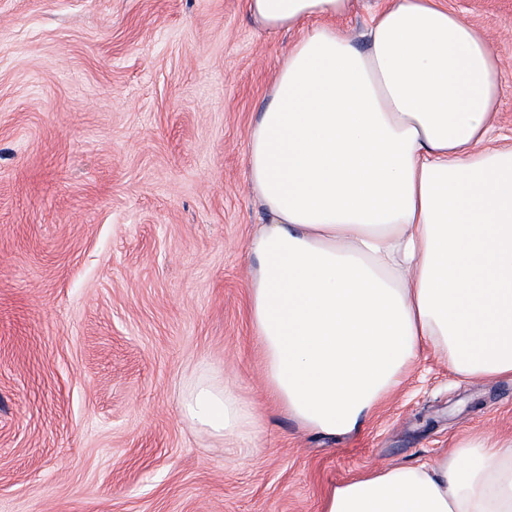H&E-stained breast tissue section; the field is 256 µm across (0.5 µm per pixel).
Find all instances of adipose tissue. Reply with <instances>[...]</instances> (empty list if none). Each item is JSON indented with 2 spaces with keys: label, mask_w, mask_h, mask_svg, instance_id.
Masks as SVG:
<instances>
[{
  "label": "adipose tissue",
  "mask_w": 512,
  "mask_h": 512,
  "mask_svg": "<svg viewBox=\"0 0 512 512\" xmlns=\"http://www.w3.org/2000/svg\"><path fill=\"white\" fill-rule=\"evenodd\" d=\"M355 0H246L300 30L247 146L267 221L247 243L268 394L305 430L355 433L423 348L458 375L512 380V145L489 143L499 61L435 0H387L359 48ZM186 415L244 440L255 408L199 385ZM322 512H512V439L330 486Z\"/></svg>",
  "instance_id": "1"
}]
</instances>
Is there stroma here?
<instances>
[{
    "label": "stroma",
    "instance_id": "stroma-1",
    "mask_svg": "<svg viewBox=\"0 0 512 512\" xmlns=\"http://www.w3.org/2000/svg\"><path fill=\"white\" fill-rule=\"evenodd\" d=\"M500 66L512 0H441ZM300 31L245 0H0V512H321L331 485L512 437V381L421 351L350 436L306 433L264 391L248 319L249 134ZM228 379L247 452L191 421Z\"/></svg>",
    "mask_w": 512,
    "mask_h": 512
}]
</instances>
